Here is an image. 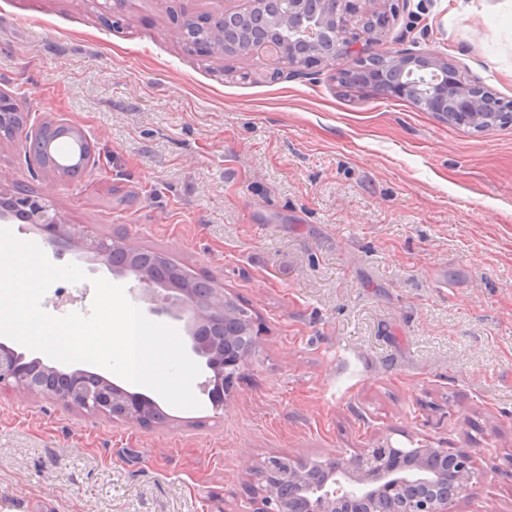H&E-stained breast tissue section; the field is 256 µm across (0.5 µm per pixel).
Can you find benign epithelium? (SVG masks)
<instances>
[{
    "label": "benign epithelium",
    "mask_w": 512,
    "mask_h": 512,
    "mask_svg": "<svg viewBox=\"0 0 512 512\" xmlns=\"http://www.w3.org/2000/svg\"><path fill=\"white\" fill-rule=\"evenodd\" d=\"M406 0H246L235 12L204 16L182 15L170 36L195 53L222 58L270 51L288 69L300 72L321 61L340 62L354 83L399 99L419 95L426 110L452 124L488 131L512 123V105L506 104L478 79L463 81L447 58L429 51L418 55L386 54L375 67L366 61L381 52V32L387 30ZM358 36H347L350 27ZM25 118L12 96L0 88V132L17 133ZM30 128L23 144L35 155L45 145L44 130ZM83 168L104 166L84 134L70 128ZM33 224L48 240H62L75 251L93 254L107 264L117 251L139 254L126 239H89L69 229L62 215L42 197H32L20 186L15 193L0 192V222ZM144 294L154 302V312L186 320L195 355L206 359L213 372L208 385L212 395L224 399V384L232 383L241 367L261 347V334L252 330L253 318L235 307L224 288L196 294L191 286L160 293L155 272L134 268ZM238 316L246 331L228 327L224 349L217 352L203 341V331L217 321ZM12 388L24 399L54 398L83 413L105 416L130 426L150 425L149 400L83 369L62 372L45 365L37 374L25 355L0 342V387ZM474 477L470 457L446 448H395L377 441L361 449L351 462L327 466L297 462L286 467L278 458L267 461L261 482L253 489L260 507L256 512H452L458 496Z\"/></svg>",
    "instance_id": "7a95c632"
}]
</instances>
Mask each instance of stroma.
Wrapping results in <instances>:
<instances>
[{
  "instance_id": "obj_1",
  "label": "stroma",
  "mask_w": 512,
  "mask_h": 512,
  "mask_svg": "<svg viewBox=\"0 0 512 512\" xmlns=\"http://www.w3.org/2000/svg\"><path fill=\"white\" fill-rule=\"evenodd\" d=\"M242 0H0V87L29 124L65 120L103 167L54 175L0 141L22 183L89 238L123 237L223 286L263 344L214 406L136 428L0 388V512H255L268 457L331 463L372 440L465 451L455 512H512V124L478 132L266 53L211 59L169 31ZM435 51L512 101V0H407L384 40ZM16 238L87 281L133 274Z\"/></svg>"
}]
</instances>
